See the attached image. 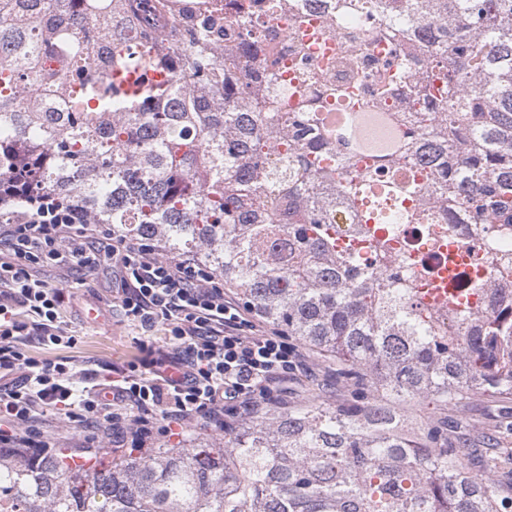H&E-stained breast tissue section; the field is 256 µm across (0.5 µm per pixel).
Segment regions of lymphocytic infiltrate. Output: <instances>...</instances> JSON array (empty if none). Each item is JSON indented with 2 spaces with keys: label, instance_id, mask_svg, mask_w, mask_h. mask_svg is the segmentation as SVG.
<instances>
[{
  "label": "lymphocytic infiltrate",
  "instance_id": "lymphocytic-infiltrate-1",
  "mask_svg": "<svg viewBox=\"0 0 512 512\" xmlns=\"http://www.w3.org/2000/svg\"><path fill=\"white\" fill-rule=\"evenodd\" d=\"M0 220V447L53 448L47 414L75 429L82 447L147 449L175 430L228 429L239 414L283 403L305 355L248 311L191 258H164L80 207L51 196L17 197ZM112 268V306L128 326H163L138 361L102 372L72 357L39 360L30 347L71 349L79 336L63 311L86 276ZM62 273L63 286L43 277Z\"/></svg>",
  "mask_w": 512,
  "mask_h": 512
}]
</instances>
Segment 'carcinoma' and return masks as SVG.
Instances as JSON below:
<instances>
[{"mask_svg":"<svg viewBox=\"0 0 512 512\" xmlns=\"http://www.w3.org/2000/svg\"><path fill=\"white\" fill-rule=\"evenodd\" d=\"M392 23L394 52L365 56L358 28L330 11L345 80L276 111L261 96L266 68L241 76L207 7L188 35L156 26L138 38L127 0H0V180L84 209L89 224L191 254L224 277L252 312L336 362L339 394L248 415L230 434L180 448L75 464L62 453L0 448V512H512L497 467L465 470L448 417L400 431L402 407L433 411L486 396L512 400V289L475 305L455 289L434 315L407 275L411 260L378 234L396 212L425 233L442 209L421 194L404 159L425 157L448 206L512 234V0H336ZM417 16L437 26L431 71L411 81L418 49L403 48ZM304 94L323 84L300 69ZM363 89L395 137L365 152L314 113ZM64 112H48L50 101ZM283 138L275 178L296 195L288 216L263 208L268 147ZM359 250L338 245L334 214ZM288 239L278 261L275 233ZM462 253L477 241L448 225Z\"/></svg>","mask_w":512,"mask_h":512,"instance_id":"cac0c4a2","label":"carcinoma"}]
</instances>
